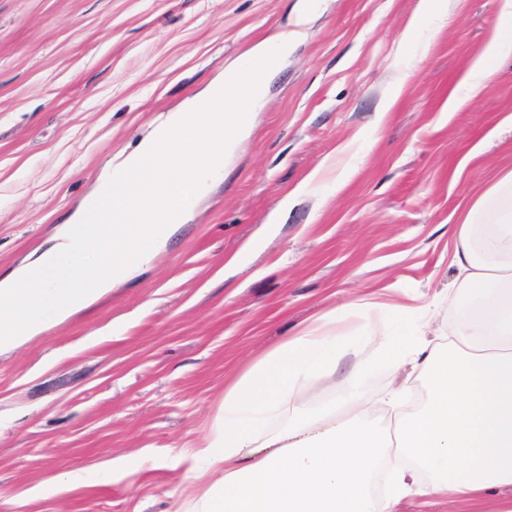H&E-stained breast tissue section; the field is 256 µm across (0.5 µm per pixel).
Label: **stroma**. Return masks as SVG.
<instances>
[{
  "label": "stroma",
  "instance_id": "35a3bbf8",
  "mask_svg": "<svg viewBox=\"0 0 512 512\" xmlns=\"http://www.w3.org/2000/svg\"><path fill=\"white\" fill-rule=\"evenodd\" d=\"M417 3L0 0L1 279L170 112L290 36L166 249L0 353V512H178L229 377L329 310L353 326L361 298L447 288L449 225L512 169V58L462 86L501 0L416 26Z\"/></svg>",
  "mask_w": 512,
  "mask_h": 512
}]
</instances>
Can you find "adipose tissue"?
<instances>
[{
  "instance_id": "obj_1",
  "label": "adipose tissue",
  "mask_w": 512,
  "mask_h": 512,
  "mask_svg": "<svg viewBox=\"0 0 512 512\" xmlns=\"http://www.w3.org/2000/svg\"><path fill=\"white\" fill-rule=\"evenodd\" d=\"M512 57V0L487 51L465 75L485 80ZM458 274L448 285L455 325L433 337L435 303L381 311L361 303L353 330L305 328L224 389L223 424L194 468L196 495L182 512H395L410 498L436 512H512V169L450 225ZM354 365L334 401L320 396L344 360ZM425 381L377 396L363 388L373 365ZM384 406L392 420L373 416Z\"/></svg>"
}]
</instances>
